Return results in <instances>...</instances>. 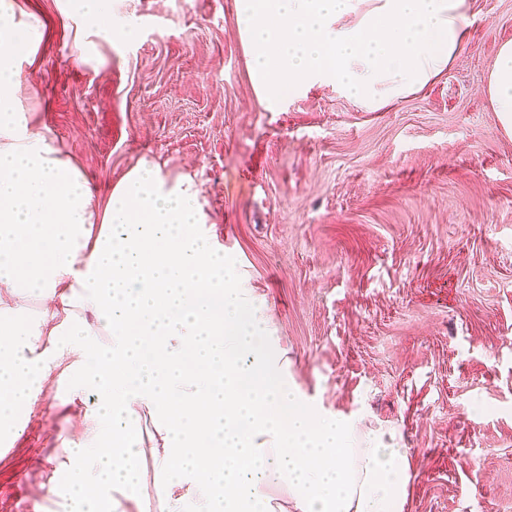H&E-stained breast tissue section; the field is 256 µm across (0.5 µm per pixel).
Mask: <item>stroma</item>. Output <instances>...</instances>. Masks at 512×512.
Segmentation results:
<instances>
[{"mask_svg":"<svg viewBox=\"0 0 512 512\" xmlns=\"http://www.w3.org/2000/svg\"><path fill=\"white\" fill-rule=\"evenodd\" d=\"M18 2L43 39L17 95L98 200L144 160L194 178L305 396L400 433L405 512H512V132L484 93L512 0H472L463 52L376 112L319 84L266 110L235 0H115L131 42ZM26 416L0 512H66L45 489L82 415L48 396Z\"/></svg>","mask_w":512,"mask_h":512,"instance_id":"stroma-1","label":"stroma"}]
</instances>
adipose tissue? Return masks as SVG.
<instances>
[{
	"instance_id": "adipose-tissue-1",
	"label": "adipose tissue",
	"mask_w": 512,
	"mask_h": 512,
	"mask_svg": "<svg viewBox=\"0 0 512 512\" xmlns=\"http://www.w3.org/2000/svg\"><path fill=\"white\" fill-rule=\"evenodd\" d=\"M268 107L331 82L369 110L424 87L464 49L471 0H236ZM39 19L0 0V440L48 381L94 396L52 495L69 512H404L411 459L392 428L322 414L288 377L254 298L202 226L196 182L144 163L97 207L81 168L16 95ZM485 91L512 130V41ZM41 303L32 315L28 305ZM157 441L144 450L140 414Z\"/></svg>"
}]
</instances>
